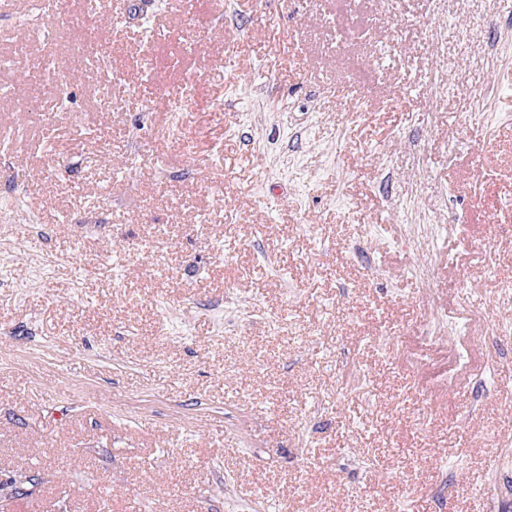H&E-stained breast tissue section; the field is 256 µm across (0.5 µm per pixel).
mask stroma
<instances>
[{
	"label": "stroma",
	"mask_w": 512,
	"mask_h": 512,
	"mask_svg": "<svg viewBox=\"0 0 512 512\" xmlns=\"http://www.w3.org/2000/svg\"><path fill=\"white\" fill-rule=\"evenodd\" d=\"M29 2L0 13V278L48 267L0 288V479L42 480L13 512H512L501 0H105L88 29L59 0L35 31ZM90 32L111 110L75 67L32 96Z\"/></svg>",
	"instance_id": "obj_1"
}]
</instances>
